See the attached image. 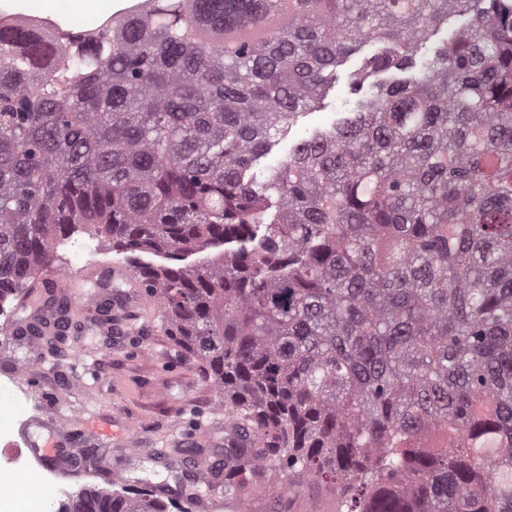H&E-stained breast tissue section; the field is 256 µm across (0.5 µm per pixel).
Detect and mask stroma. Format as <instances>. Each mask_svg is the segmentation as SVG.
Wrapping results in <instances>:
<instances>
[{
  "instance_id": "35a3bbf8",
  "label": "stroma",
  "mask_w": 512,
  "mask_h": 512,
  "mask_svg": "<svg viewBox=\"0 0 512 512\" xmlns=\"http://www.w3.org/2000/svg\"><path fill=\"white\" fill-rule=\"evenodd\" d=\"M378 43L365 42L341 58L330 74L326 94L320 104L302 114L278 140L271 151L253 162L251 174L264 175L268 166L286 157L299 141L331 129L348 113L356 111L357 98L349 89L353 75L365 61L381 51ZM69 245L57 247L54 259L77 269L90 265L126 263L125 254L114 251L111 240L78 230L69 236ZM63 341L53 335L42 340L47 359L42 375L22 381L0 394V406L8 408L5 427L17 430L34 408L52 416L75 444L87 441L86 415L105 413L112 418L116 437L112 443V465L122 481L115 490L127 491L142 482L174 484L177 476L161 467L155 449L169 448L181 453L184 439L198 436L195 466L210 464L224 454V403L204 379L196 364L182 360L167 336L159 308L153 299L129 309L123 326L112 335L99 336L86 328L88 316L76 310ZM77 353L96 369L94 376L73 370L69 354ZM85 383L80 400H73L71 386ZM282 497H267L252 504L250 512H294L292 501L304 498L323 502L324 493L313 484L289 481L287 475L273 477Z\"/></svg>"
}]
</instances>
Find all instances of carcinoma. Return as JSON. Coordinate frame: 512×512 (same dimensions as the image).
Masks as SVG:
<instances>
[{
  "mask_svg": "<svg viewBox=\"0 0 512 512\" xmlns=\"http://www.w3.org/2000/svg\"><path fill=\"white\" fill-rule=\"evenodd\" d=\"M261 180L357 45L403 70ZM83 227L129 253L224 392V490L336 512H512V17L500 0H148L96 35L0 27V294ZM152 255L169 264L144 259ZM67 512H168L81 490ZM465 22L466 19L464 17L449 15L448 19L441 21L435 31L430 35V37L421 45H419L415 55L414 68H410L402 73H395L391 71L382 75H373L372 77H369L365 82V87L367 88L371 84L379 82L383 79H387L391 76L408 77L415 75L419 71L420 67L433 57L437 48L441 47L449 39L454 37V35L462 28ZM261 482L264 485L273 483V490L282 488L285 490V493L281 496L280 500H278L275 493L274 497L270 495L266 498V505L264 503H252L251 510L248 512H298L292 508L293 498H305L308 501L317 503H323L324 499H330L324 493H321L316 486L306 481L297 482L289 479L291 489L288 492V476L285 474L275 476L268 481L267 478H264Z\"/></svg>",
  "mask_w": 512,
  "mask_h": 512,
  "instance_id": "1",
  "label": "carcinoma"
}]
</instances>
